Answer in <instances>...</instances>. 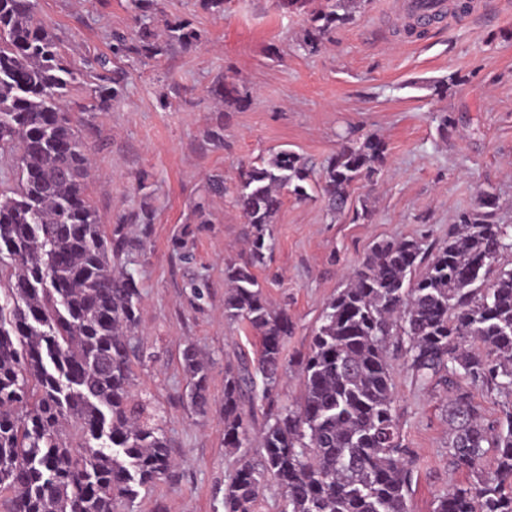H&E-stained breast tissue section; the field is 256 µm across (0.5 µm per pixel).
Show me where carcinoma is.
<instances>
[{
  "label": "carcinoma",
  "instance_id": "cac0c4a2",
  "mask_svg": "<svg viewBox=\"0 0 512 512\" xmlns=\"http://www.w3.org/2000/svg\"><path fill=\"white\" fill-rule=\"evenodd\" d=\"M135 29L112 33V56L139 62L200 39L185 18L155 20L160 0H129ZM354 0H277L304 13L302 47L319 50ZM77 69L35 0H0V165L15 188L0 190V508L3 512H124L139 489L171 477V440L147 396L133 398L142 291L131 265L148 244L153 210L102 223L86 194L90 149L61 101ZM119 76L99 77L86 112L123 97ZM211 94L246 101L236 84ZM385 158L372 136L345 139L314 189L332 213L352 211V189ZM312 169L281 149L240 169L234 188L221 176L210 192L231 195L250 225L247 252L224 264V317L260 336L258 357L224 367V448L238 456L224 488V512H256L265 484L281 491L279 512H410L414 456L394 404L390 347L407 339L413 381L448 392V463L471 480L437 498L434 512H512V250L494 220L498 198L463 212L448 240L397 238L374 244L346 286L325 305L298 366L300 398L278 404L283 347L295 329L288 309L268 302L255 270L274 250L284 194L309 197ZM139 225V237L128 225ZM480 348H473V344ZM194 411L210 409L208 365L181 352ZM506 399L487 423L475 391ZM260 424V463L244 448ZM493 455L496 467L486 474Z\"/></svg>",
  "mask_w": 512,
  "mask_h": 512
}]
</instances>
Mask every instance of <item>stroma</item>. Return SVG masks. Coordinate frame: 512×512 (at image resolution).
<instances>
[{"label":"stroma","instance_id":"obj_1","mask_svg":"<svg viewBox=\"0 0 512 512\" xmlns=\"http://www.w3.org/2000/svg\"><path fill=\"white\" fill-rule=\"evenodd\" d=\"M402 3L356 0L353 21L311 54L301 47L306 15L275 0H226L220 17L199 0H162L163 18L190 19L202 40L141 65L111 55L113 32L133 25L128 0H36L70 59L107 56L108 72L126 78L124 97L91 120L92 206L107 224L145 199L154 210L135 272L147 349L135 390L151 393L160 408L175 468L172 479L141 489L133 512H224L234 463L224 448V366L255 357L259 337L224 316V263L246 251L249 226L230 197L207 195L212 175L234 184L241 166L285 148L320 166L348 137L374 136L386 147L378 175L352 190L367 218L330 215L317 197L284 198L274 252L256 274L269 303L295 322L279 386L285 402L302 389L294 359L373 243L443 241L486 191L496 193L495 219L512 233V0H473L465 17L446 15L420 39L396 34ZM220 76L247 93L244 107L214 99ZM447 80L448 94L437 95ZM444 113L451 122L443 132ZM210 129L221 130L223 146L207 139ZM203 199L206 224L191 212ZM183 239L193 253L187 263L173 250ZM194 281L207 283L209 299L193 302ZM190 343L209 367L204 415L189 403L180 363ZM390 371L401 433L416 458L410 508L433 512L440 493L468 479L448 464L445 395L413 383L402 353L391 356Z\"/></svg>","mask_w":512,"mask_h":512}]
</instances>
